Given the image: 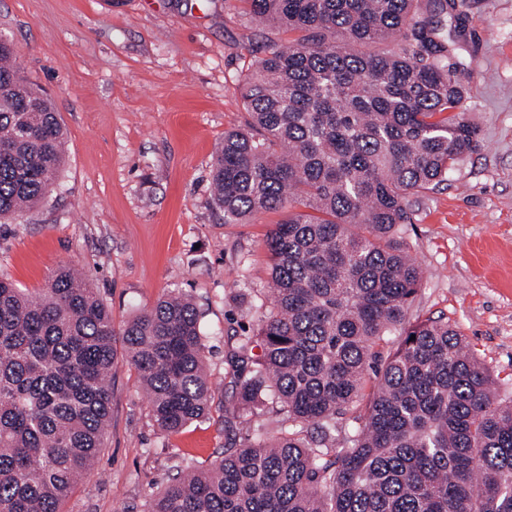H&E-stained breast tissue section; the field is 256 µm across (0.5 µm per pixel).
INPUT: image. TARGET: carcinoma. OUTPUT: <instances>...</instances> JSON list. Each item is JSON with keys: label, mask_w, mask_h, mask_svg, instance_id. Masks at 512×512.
<instances>
[{"label": "carcinoma", "mask_w": 512, "mask_h": 512, "mask_svg": "<svg viewBox=\"0 0 512 512\" xmlns=\"http://www.w3.org/2000/svg\"><path fill=\"white\" fill-rule=\"evenodd\" d=\"M245 2L300 33L251 67L248 119L224 133L211 170L224 223L288 209L267 237L271 306L226 360L238 387L224 458L187 466L147 512H512V399L448 319L409 318L423 281L403 237L410 199L480 146L456 61L463 0ZM387 42L396 49L369 50ZM63 164L58 113L0 44V220L44 201ZM114 336L71 269L37 296L0 277V512H60L92 471ZM121 336L161 432L208 412L189 298L164 296ZM268 393L286 427L242 437Z\"/></svg>", "instance_id": "carcinoma-1"}]
</instances>
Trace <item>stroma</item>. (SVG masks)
Segmentation results:
<instances>
[{
  "label": "stroma",
  "instance_id": "1",
  "mask_svg": "<svg viewBox=\"0 0 512 512\" xmlns=\"http://www.w3.org/2000/svg\"><path fill=\"white\" fill-rule=\"evenodd\" d=\"M457 51L479 149L411 202L404 238L426 274L412 308L448 317L512 397V0H465ZM245 0H0V35L65 132L50 196L0 226V276L31 294L61 265L88 275L122 328L171 291L201 314L214 384L208 415L161 432L115 339L112 419L98 470L63 512H145L186 464L224 457V358L267 300L264 245L284 213L228 224L210 194L225 131L243 125V75L265 38Z\"/></svg>",
  "mask_w": 512,
  "mask_h": 512
}]
</instances>
